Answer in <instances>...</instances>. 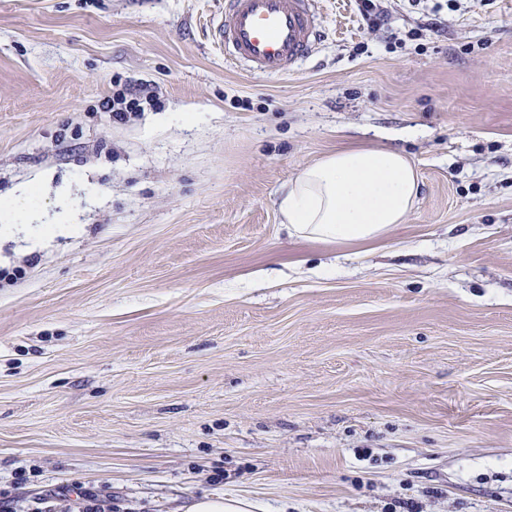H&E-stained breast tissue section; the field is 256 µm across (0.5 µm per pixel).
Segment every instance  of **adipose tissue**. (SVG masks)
<instances>
[{"label":"adipose tissue","instance_id":"adipose-tissue-1","mask_svg":"<svg viewBox=\"0 0 512 512\" xmlns=\"http://www.w3.org/2000/svg\"><path fill=\"white\" fill-rule=\"evenodd\" d=\"M418 174L396 150L344 148L302 168L278 205L290 235L320 242H365L403 223L419 195Z\"/></svg>","mask_w":512,"mask_h":512}]
</instances>
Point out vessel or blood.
<instances>
[{
    "instance_id": "obj_1",
    "label": "vessel or blood",
    "mask_w": 512,
    "mask_h": 512,
    "mask_svg": "<svg viewBox=\"0 0 512 512\" xmlns=\"http://www.w3.org/2000/svg\"><path fill=\"white\" fill-rule=\"evenodd\" d=\"M210 37L223 47L226 63L280 76L313 54L321 26L309 0H224Z\"/></svg>"
}]
</instances>
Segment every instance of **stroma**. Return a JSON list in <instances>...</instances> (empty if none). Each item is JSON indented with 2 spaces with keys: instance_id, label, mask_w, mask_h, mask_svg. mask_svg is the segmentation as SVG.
Wrapping results in <instances>:
<instances>
[{
  "instance_id": "1",
  "label": "stroma",
  "mask_w": 512,
  "mask_h": 512,
  "mask_svg": "<svg viewBox=\"0 0 512 512\" xmlns=\"http://www.w3.org/2000/svg\"><path fill=\"white\" fill-rule=\"evenodd\" d=\"M311 0L282 78L229 66L224 0H0V498L11 512H512V0ZM151 88L126 122L114 84ZM194 121L186 125L183 114ZM419 176L362 243L290 237L342 146ZM71 234H50L60 216ZM387 0H356L357 11L371 31L381 29L388 25L390 12L383 2ZM246 505L248 504L242 499L217 500L202 497L185 506L184 512H247Z\"/></svg>"
}]
</instances>
